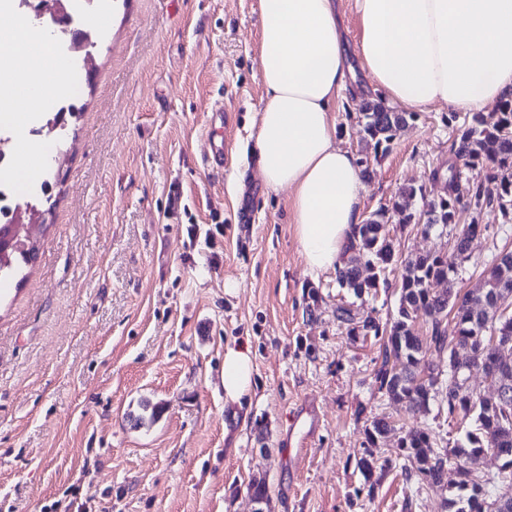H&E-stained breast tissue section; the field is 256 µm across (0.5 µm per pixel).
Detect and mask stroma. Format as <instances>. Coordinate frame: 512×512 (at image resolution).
Instances as JSON below:
<instances>
[{"instance_id": "1", "label": "stroma", "mask_w": 512, "mask_h": 512, "mask_svg": "<svg viewBox=\"0 0 512 512\" xmlns=\"http://www.w3.org/2000/svg\"><path fill=\"white\" fill-rule=\"evenodd\" d=\"M258 2L102 0L107 22L75 80L81 116L44 141L14 128V142L59 154L64 180L37 204L48 217L22 283L0 288V512H255V476L264 512H444L439 488L402 475L397 428L441 439L445 414L378 394L380 340L336 319L351 303L392 322L397 288L356 300L335 272L310 274L288 191L268 189L251 157L266 98ZM357 105L337 101L336 142L368 158ZM220 126L232 162L212 174L202 160ZM455 137L446 105L418 110L368 158L364 213L409 184L443 195ZM473 220L485 230L458 272L465 291L512 248L498 210L461 218ZM384 231L402 265L452 249L412 224ZM241 344L253 384L230 402L224 352ZM309 401L320 427L302 448L288 419ZM381 416L396 429L370 450L390 463L371 490L357 461Z\"/></svg>"}]
</instances>
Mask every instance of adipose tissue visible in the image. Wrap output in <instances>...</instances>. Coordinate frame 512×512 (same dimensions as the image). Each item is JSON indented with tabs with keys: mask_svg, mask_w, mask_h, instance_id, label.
Wrapping results in <instances>:
<instances>
[{
	"mask_svg": "<svg viewBox=\"0 0 512 512\" xmlns=\"http://www.w3.org/2000/svg\"><path fill=\"white\" fill-rule=\"evenodd\" d=\"M358 56L389 106L483 110L512 94V0H354ZM261 79L251 153L264 184L290 190L294 237L310 273L342 266L362 223L365 184L355 157L336 143L332 109L354 78L336 0H259ZM8 76L32 101L57 87L46 70L67 63L28 25ZM246 346L224 354V396L252 387Z\"/></svg>",
	"mask_w": 512,
	"mask_h": 512,
	"instance_id": "ef3b65f1",
	"label": "adipose tissue"
}]
</instances>
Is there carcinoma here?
<instances>
[{
  "mask_svg": "<svg viewBox=\"0 0 512 512\" xmlns=\"http://www.w3.org/2000/svg\"><path fill=\"white\" fill-rule=\"evenodd\" d=\"M496 115L490 124L480 112L463 118L457 112L448 113V122H457L459 127L453 143L456 162L448 165L447 191L427 200L422 188L405 186L392 206L374 211L356 225L359 244L337 270L341 287L351 289L358 298L374 296L378 288L389 287L385 274L397 266V250L383 228L394 218L400 224L420 226L426 233L457 225L460 214L475 203L499 209L504 221L512 223V207L502 208V204L512 203V98L496 106ZM415 118L413 112L391 110L380 99L365 100L359 106L366 144L376 154L386 152L397 133ZM460 165L477 172L478 179L461 184ZM418 198L423 200L419 211L413 208ZM482 231L479 224H466L455 234L451 254L427 253L408 262L395 283L399 307L393 322L382 325L373 317L359 316L350 306L336 307V318L345 325L347 335L383 340L381 362L375 370L377 391L404 402L412 414L429 410L430 394L438 384V376L425 361L428 352L451 357L461 347L471 351V364L483 365L496 355L491 345L494 327L505 323L512 326V314L502 309V302L512 297V249L505 248L495 257L478 291L462 293L455 289L458 267L469 260L470 242ZM35 251L33 237L22 239L8 260H0V280L15 275L19 263H29V254ZM421 313L429 322V336H420L415 330ZM448 317L455 323L451 336L445 323ZM465 378L466 370L448 365L441 403L448 425L464 430V439L437 449V440L427 429L408 428L399 440L405 461L402 469L408 481L416 477L445 489L448 512H512V452L503 454V449H512V406L503 409L461 388ZM394 430L392 422L375 420L366 430L367 442L373 446ZM495 455L499 461L496 472L471 470L483 458ZM450 461L459 468L458 476L445 485L444 466ZM357 467L367 481L384 470L370 452L358 459Z\"/></svg>",
  "mask_w": 512,
  "mask_h": 512,
  "instance_id": "cac0c4a2",
  "label": "carcinoma"
}]
</instances>
